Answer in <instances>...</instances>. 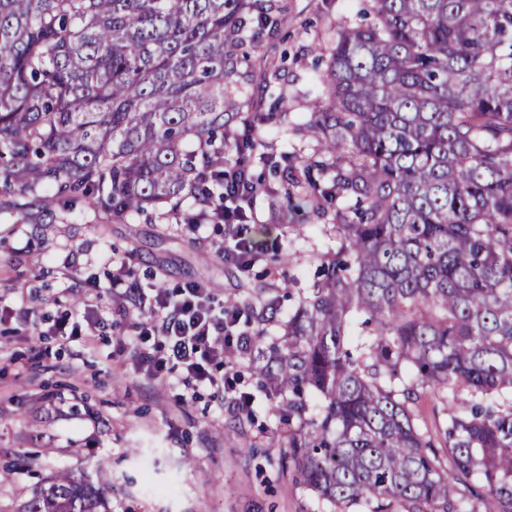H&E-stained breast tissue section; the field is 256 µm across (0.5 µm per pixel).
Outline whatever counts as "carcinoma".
Wrapping results in <instances>:
<instances>
[{
	"instance_id": "carcinoma-1",
	"label": "carcinoma",
	"mask_w": 512,
	"mask_h": 512,
	"mask_svg": "<svg viewBox=\"0 0 512 512\" xmlns=\"http://www.w3.org/2000/svg\"><path fill=\"white\" fill-rule=\"evenodd\" d=\"M372 10L337 28L282 171L336 241L256 367L296 425L282 467L339 512H512V0ZM281 22L277 0H0V206L212 223L280 119L243 111L228 63ZM18 512L110 510L60 473ZM418 393L420 395L419 402L417 404L418 409L423 415L425 421L428 423L430 429H434L435 425L439 428L440 424L443 421L442 412H440L441 406L438 404L437 400L429 393L428 390L419 389Z\"/></svg>"
}]
</instances>
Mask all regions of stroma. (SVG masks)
Instances as JSON below:
<instances>
[{"label":"stroma","instance_id":"stroma-1","mask_svg":"<svg viewBox=\"0 0 512 512\" xmlns=\"http://www.w3.org/2000/svg\"><path fill=\"white\" fill-rule=\"evenodd\" d=\"M283 22L263 36L235 71L251 75L257 112L284 97L288 123L305 122L316 96L318 56L343 22H357L358 0H279ZM261 183L246 223L249 240L285 263L243 269L218 249L224 227L122 224L89 207L31 218L0 212V303L30 309L49 324L79 308L86 287L104 292L117 261L142 288L206 282L255 312L274 309L269 335L317 279L327 239L311 214L292 208L280 177L256 168ZM294 280L295 289L282 286ZM92 345L45 337L37 360L14 323H0V464L23 456L25 469L0 478V512H18L36 482L62 472L100 488L111 512H317L315 495L284 470L288 424L279 397L260 387L250 356H239L240 386L255 398L252 418L220 413L208 390L178 404L177 390L134 371L118 353L130 322L100 309Z\"/></svg>","mask_w":512,"mask_h":512}]
</instances>
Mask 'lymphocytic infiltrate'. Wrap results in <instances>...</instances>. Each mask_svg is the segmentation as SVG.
I'll return each mask as SVG.
<instances>
[{
	"label": "lymphocytic infiltrate",
	"instance_id": "obj_1",
	"mask_svg": "<svg viewBox=\"0 0 512 512\" xmlns=\"http://www.w3.org/2000/svg\"><path fill=\"white\" fill-rule=\"evenodd\" d=\"M245 201L233 195L218 200L212 217L225 226V261L254 263L242 225ZM112 301L133 320V367L136 371L179 388L181 400L191 399L197 388L210 390L218 405L239 416L249 415L254 398L240 390L238 374L228 367L229 353H248L256 342L241 330L240 316L225 310L223 299L205 284H187L145 291L124 276L110 282Z\"/></svg>",
	"mask_w": 512,
	"mask_h": 512
}]
</instances>
